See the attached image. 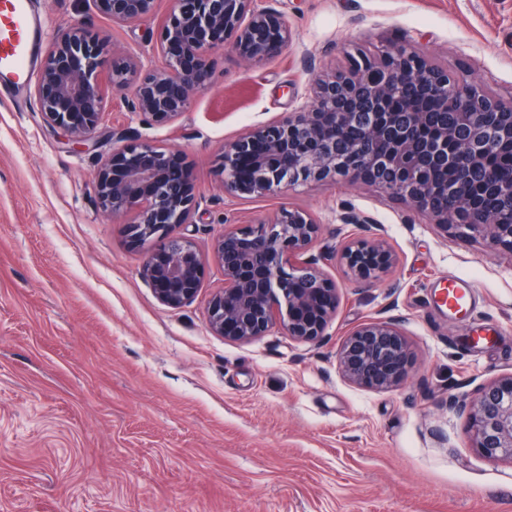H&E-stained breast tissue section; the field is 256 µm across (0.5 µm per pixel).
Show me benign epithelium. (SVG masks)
I'll return each mask as SVG.
<instances>
[{"instance_id": "obj_1", "label": "benign epithelium", "mask_w": 512, "mask_h": 512, "mask_svg": "<svg viewBox=\"0 0 512 512\" xmlns=\"http://www.w3.org/2000/svg\"><path fill=\"white\" fill-rule=\"evenodd\" d=\"M96 10L127 25L153 17L157 0H93ZM293 30L280 13L256 0H171L156 40L161 61L147 66L136 54L112 57L103 75L106 41L82 27L56 33L34 86L43 122L83 145L101 124L108 90L132 89L128 111L148 127L180 121L213 76V54L243 64L281 56ZM403 96L406 108L384 102ZM454 124H448V106ZM512 139V100L504 102L482 83L448 72L405 47L375 56L357 49L339 66L312 79L305 100L278 118L252 126L217 156L224 193L234 197L280 195L311 183H369L414 207L431 224L463 226L485 247L512 249V224H500L466 201L471 180L486 194L512 204L487 158ZM446 179L440 199L433 176ZM98 208L132 216L125 232L147 250L142 276L158 299L178 307L194 298L206 260L188 227L198 223L200 203L183 159L163 145L121 128L112 129V155L95 175ZM336 223L368 230V216L353 209ZM311 212L281 207L268 218L224 227L212 259L224 286L209 299L212 333L248 343L273 329L298 342H317L335 317L339 288L317 260L305 255L321 237ZM350 284L379 282L396 262L377 234L353 238L337 252ZM412 363L410 346L392 319H372L350 330L336 348V367L347 382L374 390L399 387ZM468 422L472 446L482 457L512 461V374L455 404Z\"/></svg>"}]
</instances>
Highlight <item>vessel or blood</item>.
Segmentation results:
<instances>
[{"instance_id":"1","label":"vessel or blood","mask_w":512,"mask_h":512,"mask_svg":"<svg viewBox=\"0 0 512 512\" xmlns=\"http://www.w3.org/2000/svg\"><path fill=\"white\" fill-rule=\"evenodd\" d=\"M42 34L43 20L29 0H0V88L14 95L24 90Z\"/></svg>"}]
</instances>
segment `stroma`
I'll list each match as a JSON object with an SVG mask.
<instances>
[{
	"label": "stroma",
	"mask_w": 512,
	"mask_h": 512,
	"mask_svg": "<svg viewBox=\"0 0 512 512\" xmlns=\"http://www.w3.org/2000/svg\"><path fill=\"white\" fill-rule=\"evenodd\" d=\"M295 31L257 65L213 57L212 85L178 123L149 128L109 97L90 150L47 126L33 93L0 96V512H512V462L472 447L452 403L512 373V251L423 223L369 185L301 186L285 196L225 195L224 140L291 110L311 78L355 44L408 45L512 98V0H259ZM159 0L148 21L113 26L92 0H32L45 35L81 25L158 63ZM166 145L190 166L204 203L192 234L209 254L225 223L296 206L322 236L311 257L359 236L333 223L347 205L372 217L396 265L376 285L341 288L320 343L274 330L241 344L206 323L224 272L208 263L193 300L162 304L141 276L147 251L98 209L95 170L112 128ZM473 288L462 313L449 281ZM396 320L413 351L409 378L376 391L346 383L336 348L357 325ZM467 336L485 344L464 345Z\"/></svg>",
	"instance_id": "35a3bbf8"
}]
</instances>
